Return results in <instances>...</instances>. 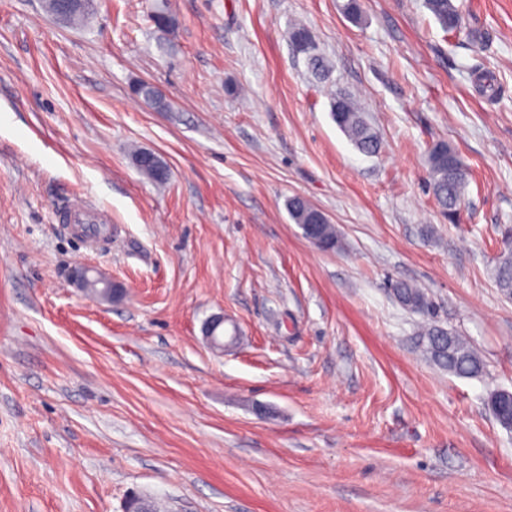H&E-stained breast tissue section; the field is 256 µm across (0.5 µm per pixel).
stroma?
<instances>
[{"label": "stroma", "instance_id": "35a3bbf8", "mask_svg": "<svg viewBox=\"0 0 512 512\" xmlns=\"http://www.w3.org/2000/svg\"><path fill=\"white\" fill-rule=\"evenodd\" d=\"M98 0L79 26L0 0V512H512V298L493 280L512 229V0H454L477 41L423 0ZM334 69L318 83L288 32ZM490 76L493 90L479 79ZM170 105L153 109L137 88ZM378 131L360 153L330 97ZM468 172L456 222L427 152ZM167 166L157 184L131 152ZM306 197L341 247L306 239ZM88 199L112 235L63 222ZM85 264L125 289L101 302ZM485 371L421 355L392 282ZM224 318L215 352L204 324ZM288 213L295 224L304 226L316 224L318 247L325 250L337 249L340 246V238L335 224L330 221L317 222L318 210L305 198L293 196L287 202ZM302 229V228H301ZM303 231V229H302ZM304 233V231H303ZM391 295L405 309L426 316L430 312L431 304L425 292L402 281H395L390 286ZM486 403L496 420L504 428H512V391L508 389L494 390L489 393Z\"/></svg>", "mask_w": 512, "mask_h": 512}]
</instances>
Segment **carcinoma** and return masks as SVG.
Instances as JSON below:
<instances>
[{"mask_svg": "<svg viewBox=\"0 0 512 512\" xmlns=\"http://www.w3.org/2000/svg\"><path fill=\"white\" fill-rule=\"evenodd\" d=\"M426 9L446 32H461L462 18L453 0H424ZM288 38L297 54L305 57L308 69L320 81L329 79L332 64L322 55L311 35L303 25H294ZM140 94L157 110H165L168 103L156 90L142 84ZM331 115L339 129L356 149L367 155H376L381 140L367 122L354 97L348 93L331 98ZM430 187L442 214L448 220L456 219L458 208L468 184V173L455 149L444 141L434 143L428 152ZM288 213L294 223L304 226L317 224L318 247L337 249L340 238L336 225L316 222L318 210L305 198L293 196L287 202ZM496 286L507 297H512V244L503 245L502 256L494 268ZM391 295L405 309L426 316L431 304L425 292L409 283L395 281L390 286ZM417 344L423 354L437 367L460 378H476L483 373L484 361L478 351L464 337L425 322L417 334ZM487 406L496 420L505 428H512V391L497 389L489 393Z\"/></svg>", "mask_w": 512, "mask_h": 512, "instance_id": "obj_1", "label": "carcinoma"}]
</instances>
